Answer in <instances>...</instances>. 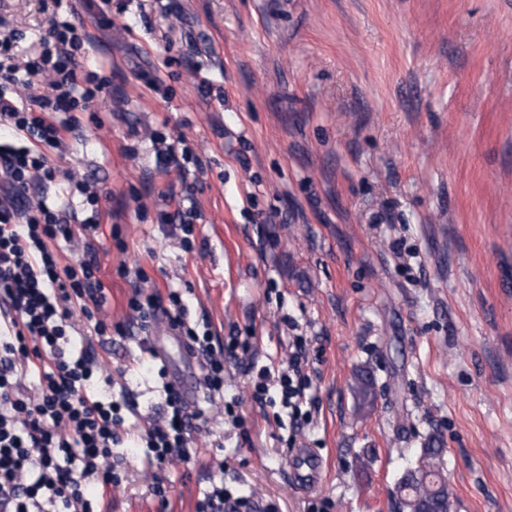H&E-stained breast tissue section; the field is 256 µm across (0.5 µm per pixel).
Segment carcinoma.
I'll list each match as a JSON object with an SVG mask.
<instances>
[{
    "instance_id": "cac0c4a2",
    "label": "carcinoma",
    "mask_w": 512,
    "mask_h": 512,
    "mask_svg": "<svg viewBox=\"0 0 512 512\" xmlns=\"http://www.w3.org/2000/svg\"><path fill=\"white\" fill-rule=\"evenodd\" d=\"M437 448H423L418 466L408 471L399 482L401 504L407 512H448L447 485L441 471L432 467Z\"/></svg>"
}]
</instances>
